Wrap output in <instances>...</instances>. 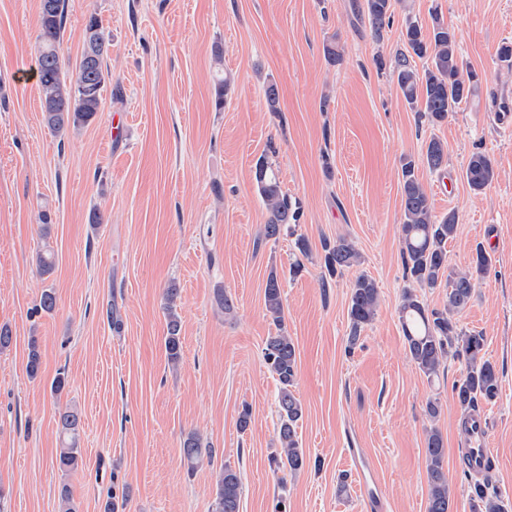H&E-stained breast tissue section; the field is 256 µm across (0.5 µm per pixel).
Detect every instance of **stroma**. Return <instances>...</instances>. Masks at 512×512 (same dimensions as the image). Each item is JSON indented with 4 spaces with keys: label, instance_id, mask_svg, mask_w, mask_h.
Instances as JSON below:
<instances>
[{
    "label": "stroma",
    "instance_id": "35a3bbf8",
    "mask_svg": "<svg viewBox=\"0 0 512 512\" xmlns=\"http://www.w3.org/2000/svg\"><path fill=\"white\" fill-rule=\"evenodd\" d=\"M362 0H69L60 55L75 68L89 15L110 34L104 63L120 97H106L88 127L55 137L33 77L40 0H0V512H61L58 412L81 414L83 464L68 477L80 512H102L128 488L125 512H209L222 467L240 473V512H365L347 456L362 449L387 512H426L425 434L442 433L454 512H470L462 411L453 393L465 371L451 359L427 379L404 346L399 308L407 285L400 258L401 164L430 139L447 147L444 174L419 168L436 214L455 210L448 265L476 248L493 259L455 320L483 333L497 369V398L481 404L494 464L489 490L512 504V0H397L374 34ZM439 10L459 40L464 68L481 86L436 126L420 122L376 56L400 48L406 18L430 27ZM338 59L329 62L326 48ZM231 83L217 98L218 76ZM279 90L268 111L266 83ZM125 126L112 135L113 120ZM482 151L497 177L472 191L464 170ZM268 156L283 192L299 199L298 224L262 237L267 213L254 178ZM50 210L49 234L40 213ZM308 242L307 254L295 246ZM345 238L358 264L329 276L323 240ZM56 257L40 276L36 253ZM283 285L284 322L297 345L299 440L311 459L292 473L270 459L279 383L263 359L276 327L264 289ZM372 279L380 301L348 348L350 287ZM177 286L182 359L168 363L162 297ZM53 313L32 315L43 288ZM234 303L224 312L215 293ZM115 304L123 327L106 317ZM41 371L27 373L31 344ZM68 383L51 392L58 371ZM439 415L429 420L428 400ZM251 411L240 430L242 408ZM198 432L218 450L187 475L180 444Z\"/></svg>",
    "mask_w": 512,
    "mask_h": 512
}]
</instances>
